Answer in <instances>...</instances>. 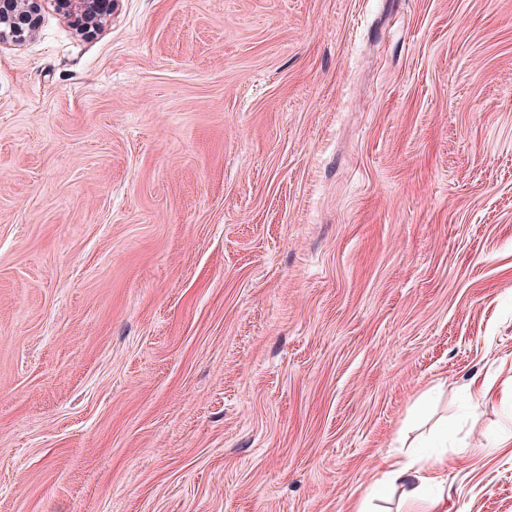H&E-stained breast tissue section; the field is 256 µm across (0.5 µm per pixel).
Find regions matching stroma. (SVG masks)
Wrapping results in <instances>:
<instances>
[{
    "mask_svg": "<svg viewBox=\"0 0 512 512\" xmlns=\"http://www.w3.org/2000/svg\"><path fill=\"white\" fill-rule=\"evenodd\" d=\"M442 423L448 512H512V0L0 46V512H350Z\"/></svg>",
    "mask_w": 512,
    "mask_h": 512,
    "instance_id": "stroma-1",
    "label": "stroma"
}]
</instances>
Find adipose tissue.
<instances>
[{"label": "adipose tissue", "mask_w": 512, "mask_h": 512, "mask_svg": "<svg viewBox=\"0 0 512 512\" xmlns=\"http://www.w3.org/2000/svg\"><path fill=\"white\" fill-rule=\"evenodd\" d=\"M443 435H436L432 444H418L406 459L384 457L374 477L373 489L382 492L392 487L398 490L399 512H446V493L430 494V487L439 484L438 473L445 456L441 451Z\"/></svg>", "instance_id": "ef3b65f1"}]
</instances>
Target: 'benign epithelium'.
Segmentation results:
<instances>
[{"instance_id":"7a95c632","label":"benign epithelium","mask_w":512,"mask_h":512,"mask_svg":"<svg viewBox=\"0 0 512 512\" xmlns=\"http://www.w3.org/2000/svg\"><path fill=\"white\" fill-rule=\"evenodd\" d=\"M70 17L77 27L97 22L101 0H4L0 9V45L21 44L37 29L46 3Z\"/></svg>"}]
</instances>
